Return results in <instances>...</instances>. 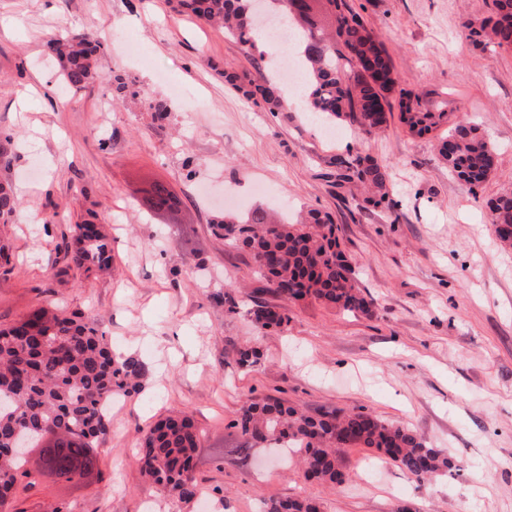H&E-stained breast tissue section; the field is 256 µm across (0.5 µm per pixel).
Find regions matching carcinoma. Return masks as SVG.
Returning a JSON list of instances; mask_svg holds the SVG:
<instances>
[{
	"label": "carcinoma",
	"mask_w": 512,
	"mask_h": 512,
	"mask_svg": "<svg viewBox=\"0 0 512 512\" xmlns=\"http://www.w3.org/2000/svg\"><path fill=\"white\" fill-rule=\"evenodd\" d=\"M255 0H176L174 9L224 33L255 53L262 68L265 53L257 46L261 27L253 19ZM271 16L283 18L297 36V57L305 79L312 81L309 108L328 122L347 123L371 135L387 126L393 108L416 136L442 125L438 155L456 177L472 188L481 186L494 170V152L479 126L453 122L448 109L423 102V96L400 86L384 43L368 27L348 0H308L291 13L284 0H271ZM463 36L476 46L491 44L512 49V0H491L490 15L463 25ZM66 86L81 91L98 78L97 63L103 43L86 34H70L50 44ZM224 78L255 104L277 112L283 106L282 79L262 77L244 88L237 76ZM15 135L0 133V162L15 152ZM336 181L363 187V203L384 207L395 215L386 166L368 154L336 162ZM172 196L162 182L148 190L149 207L161 208ZM19 200L11 184L0 182V222L14 220ZM496 238L512 248V193L489 204ZM216 236L247 251L258 272L280 298L298 302L314 299L352 315L373 313V301L355 285L352 261L340 249L336 225L330 217L310 210L294 224L257 209L243 220L226 219L213 226ZM67 268L85 274H107L112 269V239L98 224H76L64 237ZM254 325L281 328L288 313L275 305L256 302L247 310ZM253 347L236 350V364L251 369L259 363ZM146 365L137 354L112 349L93 319L57 307H37L11 325L0 328V512H18L20 494L39 482L78 485L88 479L49 452L39 461L32 450L90 449L109 432L111 419L104 406L114 397L143 391ZM235 427L255 443L275 444L298 455L307 478L340 487L348 476L338 460L343 448H367L418 481L445 473L454 460L428 446L410 427L387 422L366 412L312 417L288 403L255 397L238 411ZM25 445L11 451L16 438ZM142 473L159 492L185 502L200 488L194 469L200 462L199 431L185 413L155 421L142 435ZM311 496L269 499L263 512H321Z\"/></svg>",
	"instance_id": "carcinoma-1"
}]
</instances>
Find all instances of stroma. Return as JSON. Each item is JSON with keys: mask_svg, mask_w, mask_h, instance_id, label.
Here are the masks:
<instances>
[{"mask_svg": "<svg viewBox=\"0 0 512 512\" xmlns=\"http://www.w3.org/2000/svg\"><path fill=\"white\" fill-rule=\"evenodd\" d=\"M489 3L350 0L402 87L447 101L454 120L478 124L493 145L495 171L473 189L439 160L434 135H409L397 117L371 136L340 125L329 137L297 101L271 112L246 100L224 74L255 76L251 56L172 0H0V132L17 135L0 181L20 200L0 226L13 266L0 274V326L58 304L149 367L144 392L123 401L96 444L100 478L36 486L21 512L59 501L69 512H142L155 491L139 439L177 410L199 429L206 496L168 498L163 512H262L263 501L303 495L324 512H512V251L500 248L487 208L512 191V50L460 36ZM72 31L104 44L110 111L98 90L60 80L49 44ZM359 152L387 164L398 221L337 186V159ZM152 181L180 198L178 214L141 207ZM281 206L331 216L372 316L308 300L287 304L283 328L251 323L254 301L278 298L211 224ZM86 222L112 237L110 276L66 269L62 237ZM228 290L239 314L224 310ZM249 343L261 359L242 369L234 351ZM254 396L311 416L364 411L403 423L455 466L419 483L386 461L368 481L374 453L347 448L339 463L349 479L331 487L281 466L268 444L241 460L233 421ZM216 448L226 451L220 466Z\"/></svg>", "mask_w": 512, "mask_h": 512, "instance_id": "stroma-1", "label": "stroma"}]
</instances>
